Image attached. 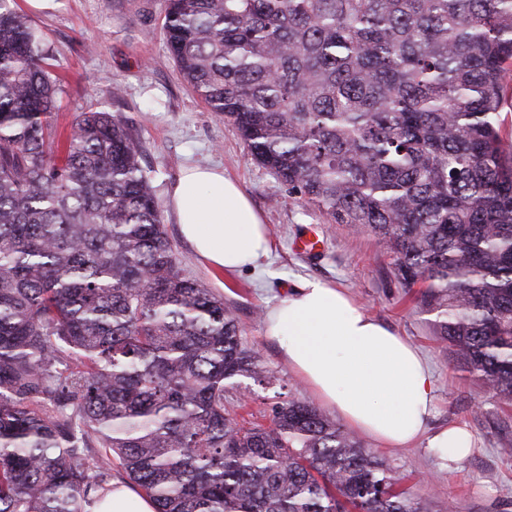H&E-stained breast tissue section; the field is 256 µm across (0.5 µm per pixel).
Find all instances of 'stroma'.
<instances>
[{"label": "stroma", "mask_w": 512, "mask_h": 512, "mask_svg": "<svg viewBox=\"0 0 512 512\" xmlns=\"http://www.w3.org/2000/svg\"><path fill=\"white\" fill-rule=\"evenodd\" d=\"M47 14L30 20L54 49L55 70L63 80L60 109L54 117L65 132L86 101L107 102L109 111L138 132L144 167L156 170L160 202L181 170L192 164L221 168L237 180L262 214L272 239L271 253L258 265L227 274L208 269L179 234L172 214L164 225L183 273L232 305L245 329L244 340L257 349L275 376L273 384L253 385L248 399L229 391L228 408L263 412L278 399L313 400L266 336L268 307L307 280L346 289L370 317L404 336L424 355L436 380L430 430L464 426L473 435L468 459L449 467L420 440L406 448H385L365 439L366 448L396 473L401 489L427 512H512V406L487 399L482 386L456 361L447 344L434 336L432 316L401 288L390 258L377 238L303 206L268 170L258 166L237 130L210 112L183 82L160 32L164 0H55ZM125 88L122 102L109 100L113 82ZM318 226L324 249L314 257L293 243L309 226Z\"/></svg>", "instance_id": "stroma-1"}]
</instances>
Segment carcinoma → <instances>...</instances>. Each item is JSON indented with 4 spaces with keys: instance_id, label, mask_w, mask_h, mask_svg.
I'll return each instance as SVG.
<instances>
[{
    "instance_id": "obj_1",
    "label": "carcinoma",
    "mask_w": 512,
    "mask_h": 512,
    "mask_svg": "<svg viewBox=\"0 0 512 512\" xmlns=\"http://www.w3.org/2000/svg\"><path fill=\"white\" fill-rule=\"evenodd\" d=\"M179 73L288 194L392 256L434 334L512 405V0H165ZM52 50L0 0V512H83L112 467L156 512H423L271 382L179 269L143 146L92 100L63 141Z\"/></svg>"
}]
</instances>
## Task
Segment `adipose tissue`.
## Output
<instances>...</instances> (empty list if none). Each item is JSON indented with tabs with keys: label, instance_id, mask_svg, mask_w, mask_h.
<instances>
[{
	"label": "adipose tissue",
	"instance_id": "1",
	"mask_svg": "<svg viewBox=\"0 0 512 512\" xmlns=\"http://www.w3.org/2000/svg\"><path fill=\"white\" fill-rule=\"evenodd\" d=\"M183 237L209 267L236 271L257 265L272 242L240 184L223 171L187 169L170 194ZM265 333L322 403L347 426L385 446L420 437L435 403V380L418 349L367 316L343 289L307 281L269 307ZM87 512H155L128 486L96 494Z\"/></svg>",
	"mask_w": 512,
	"mask_h": 512
}]
</instances>
